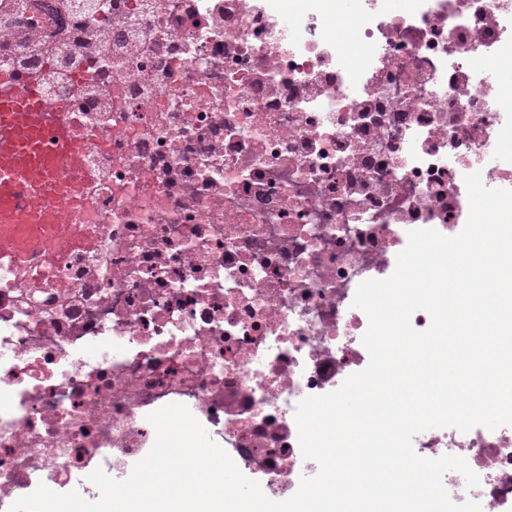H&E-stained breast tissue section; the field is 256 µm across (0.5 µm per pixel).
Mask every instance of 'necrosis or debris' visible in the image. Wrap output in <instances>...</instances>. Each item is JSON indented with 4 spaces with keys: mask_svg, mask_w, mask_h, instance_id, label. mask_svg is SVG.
Returning <instances> with one entry per match:
<instances>
[{
    "mask_svg": "<svg viewBox=\"0 0 512 512\" xmlns=\"http://www.w3.org/2000/svg\"><path fill=\"white\" fill-rule=\"evenodd\" d=\"M328 2L0 0V75L65 105L94 174L0 250V508L124 479L170 403L279 490L298 403L369 362L358 285L409 231L460 233L474 169L512 189V0H352L350 41ZM413 448L478 475H445L452 499L512 512V426Z\"/></svg>",
    "mask_w": 512,
    "mask_h": 512,
    "instance_id": "necrosis-or-debris-1",
    "label": "necrosis or debris"
}]
</instances>
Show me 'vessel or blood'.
Segmentation results:
<instances>
[{
  "label": "vessel or blood",
  "instance_id": "b4317fda",
  "mask_svg": "<svg viewBox=\"0 0 512 512\" xmlns=\"http://www.w3.org/2000/svg\"><path fill=\"white\" fill-rule=\"evenodd\" d=\"M75 172L93 178L61 107L47 105L35 83L1 79L0 248L14 244L13 225L63 223Z\"/></svg>",
  "mask_w": 512,
  "mask_h": 512
}]
</instances>
